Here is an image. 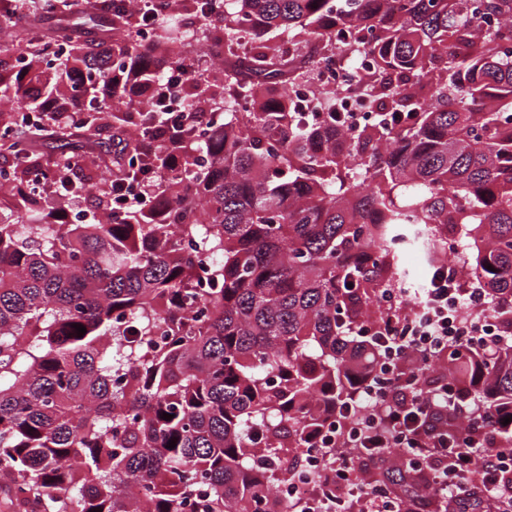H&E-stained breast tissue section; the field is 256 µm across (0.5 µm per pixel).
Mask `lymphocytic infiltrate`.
Instances as JSON below:
<instances>
[{
  "label": "lymphocytic infiltrate",
  "mask_w": 512,
  "mask_h": 512,
  "mask_svg": "<svg viewBox=\"0 0 512 512\" xmlns=\"http://www.w3.org/2000/svg\"><path fill=\"white\" fill-rule=\"evenodd\" d=\"M381 303L386 319L361 323L359 332L382 337L393 366L382 419L367 433L353 435L352 452L336 448L322 488L300 499V512H350L355 506L361 512H390L389 489L365 481L349 460L354 452L383 460L395 451L416 475L426 478L440 501L476 496L494 512H512V448L478 447L470 435L461 433L447 439L441 425L448 416L462 421L469 416L457 403L454 379L443 377L430 395H418L412 391L414 372L400 369L409 356H439L452 344L464 351L493 335L483 317H458L461 306L485 307L484 296L478 289L460 288L457 270L439 262L421 296L411 297L406 288H388Z\"/></svg>",
  "instance_id": "1"
}]
</instances>
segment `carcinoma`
Segmentation results:
<instances>
[{
  "mask_svg": "<svg viewBox=\"0 0 512 512\" xmlns=\"http://www.w3.org/2000/svg\"><path fill=\"white\" fill-rule=\"evenodd\" d=\"M187 1L193 24L165 10L147 41L112 14L98 49L82 41L94 0L45 32L37 13L0 11L11 42L38 41L25 69L0 67L7 512H293L275 488L310 433L378 411L362 404L378 338L356 328L384 318L408 226L433 256L459 238L500 326L492 348L445 361L472 435L512 413V0H223L218 15ZM213 46L209 73L187 77V132L160 141V107L124 112ZM326 56L374 60L355 82L372 106L359 127L336 117L347 87L324 92L321 121L292 112L289 86ZM43 95L86 101L60 138L119 180L154 175L153 198L110 221L45 208L37 149L12 129ZM108 116L118 151L99 135ZM99 170L56 176L80 193Z\"/></svg>",
  "mask_w": 512,
  "mask_h": 512,
  "instance_id": "obj_1",
  "label": "carcinoma"
}]
</instances>
